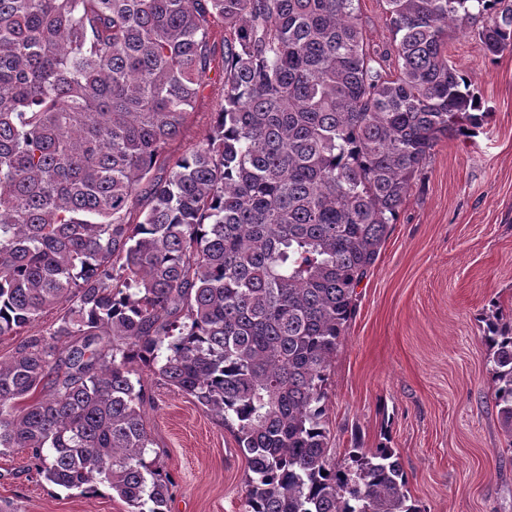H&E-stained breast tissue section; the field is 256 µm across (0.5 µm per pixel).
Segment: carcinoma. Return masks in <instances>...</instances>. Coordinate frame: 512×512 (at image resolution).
I'll return each mask as SVG.
<instances>
[{
	"label": "carcinoma",
	"mask_w": 512,
	"mask_h": 512,
	"mask_svg": "<svg viewBox=\"0 0 512 512\" xmlns=\"http://www.w3.org/2000/svg\"><path fill=\"white\" fill-rule=\"evenodd\" d=\"M385 3L390 51L355 0H0V336L56 314L0 361V448L168 512L139 363L233 429L244 512H421L394 449L330 457L328 369L413 176L488 121L448 29L511 51L512 7ZM218 34L212 130L170 154ZM483 320L512 439V315Z\"/></svg>",
	"instance_id": "cac0c4a2"
}]
</instances>
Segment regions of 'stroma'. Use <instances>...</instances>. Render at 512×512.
<instances>
[{
	"instance_id": "35a3bbf8",
	"label": "stroma",
	"mask_w": 512,
	"mask_h": 512,
	"mask_svg": "<svg viewBox=\"0 0 512 512\" xmlns=\"http://www.w3.org/2000/svg\"><path fill=\"white\" fill-rule=\"evenodd\" d=\"M385 0H359L371 46L392 44ZM450 62L492 117L441 140L367 278L326 385L330 454L394 448L421 512H512V442L492 400L481 317L512 314V52L487 56L473 31L448 36ZM222 40L180 153L205 139L218 109ZM151 456L169 472L170 512H243L248 464L231 428L190 396L145 376ZM0 500L17 512H128L109 488L69 491L39 476L29 452L0 451Z\"/></svg>"
}]
</instances>
